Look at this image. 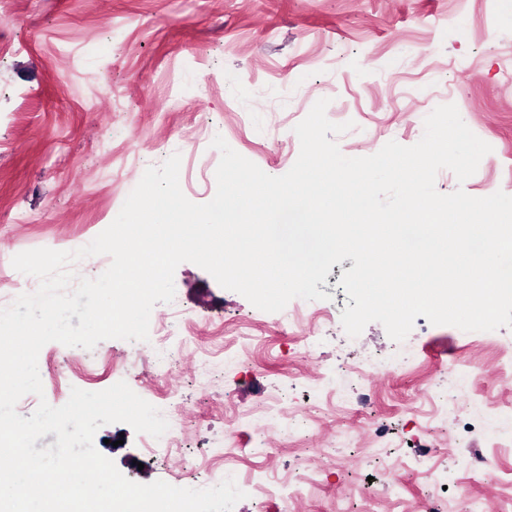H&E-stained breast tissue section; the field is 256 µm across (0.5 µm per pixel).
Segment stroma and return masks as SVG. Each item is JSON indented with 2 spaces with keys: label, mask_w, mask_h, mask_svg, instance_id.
I'll return each instance as SVG.
<instances>
[{
  "label": "stroma",
  "mask_w": 512,
  "mask_h": 512,
  "mask_svg": "<svg viewBox=\"0 0 512 512\" xmlns=\"http://www.w3.org/2000/svg\"><path fill=\"white\" fill-rule=\"evenodd\" d=\"M509 59L512 0H10L0 12V308L24 292L11 265L16 254L91 242L145 170L172 154L181 156L184 195L210 201L217 188L208 165L212 145L190 148L191 129H210L266 174L281 176L299 155L295 126L322 98L330 121L353 124L336 138L348 157L375 154L392 140L414 145L428 113L456 105L492 151L465 182L440 170L437 191L512 195V84L501 76ZM237 112L248 113V125H236ZM174 286L173 301L154 306L151 325L182 313L210 315L224 327L211 345L214 358L184 352L181 372L168 382L194 426L182 455L151 456L147 434L124 423L102 426L94 445L131 481L208 488L211 480L186 472L179 459H208L223 439L225 395L240 410L277 396L317 415L327 400L324 391L288 378L301 357L279 313L256 311L190 262L177 267ZM249 320L263 347L225 360L224 348L241 347L237 325ZM489 341L512 346V329L464 331L420 316L401 343L377 322L355 338L335 324L322 333L318 352L332 380L339 360L396 364L411 352L433 367ZM156 347L153 337L108 339L91 350L47 343L40 369L66 366L70 378L60 388L43 380V398L59 407L72 388L105 390L119 362L129 387L155 402L143 359ZM418 387L417 377L397 372L377 401L350 390L336 421L343 432L338 452L306 512H361L366 505L402 512L403 500L431 492L455 504L476 494L465 475L469 453L460 448H442L437 483L426 479L428 462L418 450L429 438L409 410ZM375 427L397 449H380L378 459L353 468V434ZM395 454L405 461L402 501L364 503L361 489L381 488L385 461Z\"/></svg>",
  "instance_id": "obj_1"
}]
</instances>
